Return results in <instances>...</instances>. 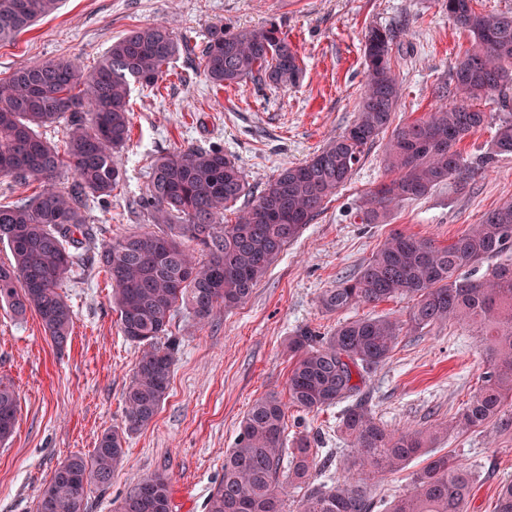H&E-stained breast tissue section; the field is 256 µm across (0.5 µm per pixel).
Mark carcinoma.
<instances>
[{"label":"carcinoma","mask_w":512,"mask_h":512,"mask_svg":"<svg viewBox=\"0 0 512 512\" xmlns=\"http://www.w3.org/2000/svg\"><path fill=\"white\" fill-rule=\"evenodd\" d=\"M60 0H0V43L15 38ZM473 0H440L472 48L451 76L456 101L428 115L393 124L400 88L390 64L392 32L365 34V89L358 115L342 134L309 160L286 166L240 211L232 224L224 211L251 195L236 161L221 149L176 148L154 158L141 207L155 230L133 232L94 247L96 231L84 211L112 197L121 160L131 140L132 85L149 91L183 48L163 24L125 33L90 70L78 59L34 63L0 80V176L10 178L16 200L0 202V242L14 262L0 265V305L16 317L35 313L58 348L66 345L73 311L60 293L75 268L96 264L111 284L110 302L125 339L142 347L124 393L127 424L104 432L88 457L60 462L38 494V512H86L87 489L104 490L125 460L129 435L157 415L168 389L175 345H161L174 313L182 308L197 325L244 303L284 247L297 239L323 205L351 178L380 135L393 176L361 205L363 220L377 224L391 209L417 200L445 182L464 189L472 163L459 144L486 121L468 101L485 94L512 97V14L481 13ZM198 67L222 88L247 79L273 85L296 83V52L271 22L253 30L209 28ZM43 128H60V143ZM512 154V113L500 114L486 167ZM70 169L66 189L56 177ZM37 185L34 195L24 191ZM512 249V201L487 211L477 224L446 245L393 232L359 272L325 291L322 306L343 313L362 303L396 296L412 301L406 323L389 317L351 318L329 336L299 329L288 337L291 403L314 411L343 405L338 428L351 448L347 470L358 478H313L317 438L301 436L286 447L285 409L277 395L256 399L224 457V475L206 512H285V485L303 491L297 512H374L368 482L405 469L416 458L412 490L383 502L382 512H467L475 483L472 467L433 451L442 437L488 423L512 431V264H498L476 278L464 270ZM446 322L476 328L486 371L481 384L451 424L396 434L381 426L362 392L365 375L388 358L400 337ZM19 396L0 382V444L13 434ZM171 480L164 473L141 478L115 512H171ZM493 512H512V482L503 484Z\"/></svg>","instance_id":"obj_1"}]
</instances>
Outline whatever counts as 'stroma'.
I'll use <instances>...</instances> for the list:
<instances>
[{"label":"stroma","mask_w":512,"mask_h":512,"mask_svg":"<svg viewBox=\"0 0 512 512\" xmlns=\"http://www.w3.org/2000/svg\"><path fill=\"white\" fill-rule=\"evenodd\" d=\"M272 20L297 53L303 73L296 85L246 80L217 90L181 55L157 90H132L123 178L106 203L85 212L103 238L152 229L137 200L146 191L150 160L160 153L222 148L237 158L255 194L282 167L307 161L356 118L369 29L395 33L391 66L401 85L399 122L441 106L437 84L473 45L436 0H63L57 12L0 44V79L61 57L78 56L93 67L129 29L155 22H167L178 40L195 45L213 25L257 29ZM473 106L488 121L460 149L477 164L495 135L502 103L492 94ZM390 177L380 140L245 304L198 329L189 327L185 312L175 315L169 333L180 347L166 398L153 421L131 434L126 460L109 488L89 492L87 512H114L140 478L157 472L171 479L172 512H205L253 400L272 392L288 395V336L300 327L322 336L335 330L340 316L322 308L323 293L355 275L391 231L446 244L484 212L512 201V155H502L489 167L477 165L465 192L443 184L401 203L384 223H362L364 195ZM62 293L73 310V327L61 349L36 314L18 318L0 307V381L13 386L20 403L15 432L0 445V512H37L39 490L61 461L90 455L106 430L126 425L123 392L140 350L119 329L107 278L97 266H83ZM485 368L478 337L449 323L402 337L391 357L366 375L364 389L374 417L388 429H422L453 417ZM339 414L336 406L286 410L289 437L321 435L318 454L329 476L343 475L350 455L337 429ZM437 451L477 467L468 512H492L499 486L512 479V434L488 427L453 434Z\"/></svg>","instance_id":"stroma-1"}]
</instances>
